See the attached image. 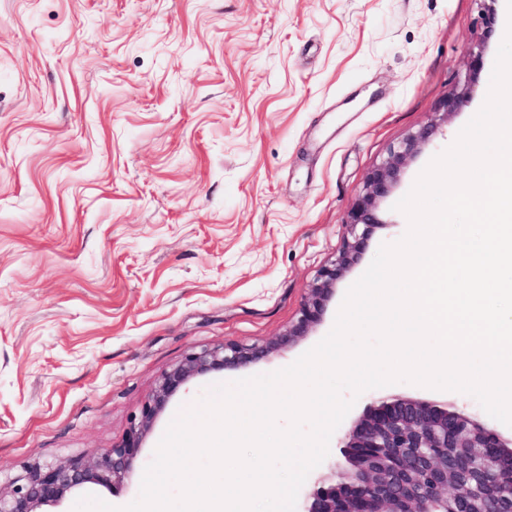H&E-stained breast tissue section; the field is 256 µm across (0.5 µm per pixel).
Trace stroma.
<instances>
[{
    "label": "stroma",
    "mask_w": 512,
    "mask_h": 512,
    "mask_svg": "<svg viewBox=\"0 0 512 512\" xmlns=\"http://www.w3.org/2000/svg\"><path fill=\"white\" fill-rule=\"evenodd\" d=\"M511 20L507 0H0V482L95 460L190 347L286 333L368 172L470 84L381 200L320 322L286 352L193 379L131 478L53 512L86 495L130 504L182 406L320 342L405 234L395 203L482 107ZM385 391L488 419L464 393Z\"/></svg>",
    "instance_id": "obj_1"
}]
</instances>
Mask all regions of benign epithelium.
Instances as JSON below:
<instances>
[{
    "label": "benign epithelium",
    "instance_id": "7a95c632",
    "mask_svg": "<svg viewBox=\"0 0 512 512\" xmlns=\"http://www.w3.org/2000/svg\"><path fill=\"white\" fill-rule=\"evenodd\" d=\"M467 90L465 86L443 101V114L457 111ZM436 132L434 123L421 127L368 172L365 189L349 213L350 239L320 271L298 319L284 336L270 345L223 343L190 349L160 375L119 443L92 463L71 459L24 466L7 486H0V512H37L87 483L110 486L128 479L145 436L179 389L209 372L238 369L286 351L306 335L378 226L380 201L397 183L407 161ZM341 443L349 471L339 481L315 488L303 512H512V438L451 403L381 397L344 431Z\"/></svg>",
    "mask_w": 512,
    "mask_h": 512
}]
</instances>
